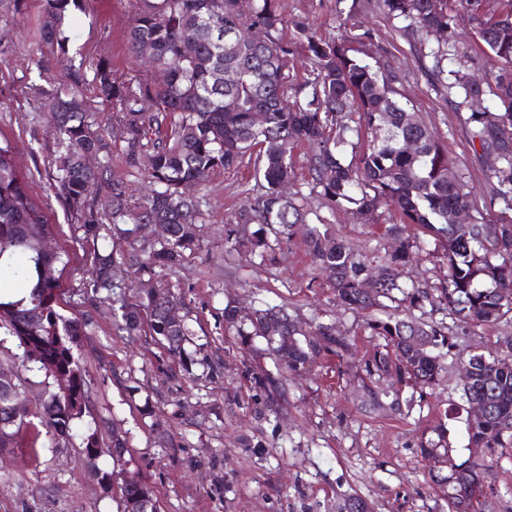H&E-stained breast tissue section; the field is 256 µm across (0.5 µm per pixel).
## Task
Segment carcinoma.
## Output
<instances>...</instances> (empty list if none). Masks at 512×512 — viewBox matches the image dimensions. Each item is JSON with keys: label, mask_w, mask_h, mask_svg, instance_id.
<instances>
[{"label": "carcinoma", "mask_w": 512, "mask_h": 512, "mask_svg": "<svg viewBox=\"0 0 512 512\" xmlns=\"http://www.w3.org/2000/svg\"><path fill=\"white\" fill-rule=\"evenodd\" d=\"M39 40L66 57L63 36L72 9L84 0H40ZM482 0H376L383 16L407 21L408 35L438 36L442 48L431 53L432 73L444 71L448 50L455 47L459 18L467 19L493 64L488 81L475 85L460 70L448 71V93L457 107L491 95L497 108L466 113L464 124L482 151L499 153L491 170V201L500 217L488 221L476 194L448 156V148L429 126L407 120V109L396 98L395 76L385 75L349 55L347 42L370 37L366 30L340 40L317 36L303 21L288 25L281 0H252L248 13L237 0H133L128 31L133 55L148 44L152 64L168 73L157 85L146 74L117 82L112 64H91L96 98L119 112L117 124H102L94 101L84 94L81 69H68L67 83L50 100L49 124L55 136L50 155L51 187L68 209L76 239L85 248L90 267L82 280L90 305L110 301L114 330L141 337L162 349L169 366L187 378L198 365L203 346L194 344L188 315L175 325L166 310L185 306L182 293L165 277L201 250L197 225L202 198L187 197L183 188L200 184L201 175L234 171L254 158L261 191L246 198L239 217L224 225V263L246 260L261 268L273 263L276 249L292 240L297 225L306 222L308 195L330 209L355 206L358 214L392 205L398 222L384 226L395 247L376 256L375 287L363 288L369 256L357 245L336 238L325 221L307 226L303 243L315 268L342 305L368 312L363 329L378 340L364 361V389L370 405L385 408L383 399L410 387L409 401L424 402L444 370L443 360L456 347L452 334L497 323L512 313V0L495 21L485 18ZM292 29L290 35L285 30ZM261 34V42L253 40ZM305 49L312 77L298 80L290 73V57ZM233 67L238 78L218 86L212 67ZM263 111L256 127L252 114ZM418 143L414 152L407 140ZM312 147L308 159L309 194L286 195L281 185L295 179L293 150ZM351 157H346V147ZM94 153L97 169L84 166ZM118 153L130 171L142 173L150 190L135 205L128 203L125 182L112 176V156ZM473 213L467 224L452 220L455 212ZM431 237L443 249L448 274L427 288L399 283V269ZM52 226L31 200L18 176L14 147L0 142V336L23 348V358L54 379L37 403L22 399L19 386L0 384V449L19 444L22 433L29 447L39 442L41 429L54 444H68L76 423L95 407L93 381L80 362L83 337L93 317L64 314L55 264L58 251L39 252L33 243L51 238ZM137 268L143 281L160 289L155 294L140 284L116 288L112 269ZM20 284L26 295L13 297ZM400 298H395V294ZM399 300L408 314L387 310L384 300ZM443 306L454 316V327L433 319ZM234 334L233 346L252 350L254 338L266 341L277 361V373L253 376L255 412L266 416L279 410L282 371L301 372L326 358L343 363L354 343L333 324L305 330L286 306L259 309L245 318L237 307H224V335ZM465 365L463 395L468 404L485 407L482 421L466 422V448L512 447V364L497 351L470 353ZM448 412L438 413L433 431L438 441L420 443L423 455H448L444 444ZM127 436L99 418L98 428L82 438L88 458L103 453L120 466L128 453ZM491 466L465 460L450 466L441 478L450 489L454 512H477ZM119 490L120 512L127 501L141 497L157 501L153 488L138 476L120 477L116 470L97 473ZM337 512H369L359 496L346 495Z\"/></svg>", "instance_id": "cac0c4a2"}]
</instances>
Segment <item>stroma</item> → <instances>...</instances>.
Returning a JSON list of instances; mask_svg holds the SVG:
<instances>
[{
    "label": "stroma",
    "instance_id": "35a3bbf8",
    "mask_svg": "<svg viewBox=\"0 0 512 512\" xmlns=\"http://www.w3.org/2000/svg\"><path fill=\"white\" fill-rule=\"evenodd\" d=\"M283 4L288 19L308 20L325 37H340L356 25L370 30L371 39L352 42V56L379 63L395 75L399 101L423 115L444 140L477 197L487 195L489 159L473 146L463 111L456 109L446 85L432 79L420 45L402 36L398 21L381 15L375 0H361V10L351 17L346 0ZM131 11L130 0H89L83 9L73 10L66 31L68 59L76 64L109 60L120 81L138 75L126 39ZM39 18V0H0V137L14 146L31 199L53 224L56 247L67 254L56 274L67 315L78 317L86 310L85 257L73 238L70 215L50 186L54 139L45 115L47 92L59 70L55 56L36 36ZM457 31L446 68L484 74L487 62L474 31L463 20ZM254 185L245 168L209 175L202 202L203 250L169 277L200 318L206 341L218 349V374L184 380L163 364L156 345L116 335L109 305L93 312L82 355L94 381L97 415L128 437L127 471L153 485L161 512H334L337 497L344 494L361 496L370 512H451L447 489L434 480L448 469L433 467L419 443L432 438L436 412L464 407L461 363H449L427 407L367 411L359 365L375 340L363 330L365 314L336 304L300 238L283 245L272 267H225L224 224ZM312 212L329 219L337 236L366 251L390 245L383 235L384 224L394 217L388 206L359 217L348 210L330 211L316 200ZM230 298L246 313L284 304L303 322L336 324L355 339L356 352L340 366L322 360L310 373L284 374V410L257 418L242 371L248 361L255 371L273 370L274 358L261 339L251 356L225 349L224 305ZM21 355L15 342L0 344V372L23 384L32 404L43 376L28 371ZM107 361L125 373L127 386L113 382L103 367ZM146 404L155 411L153 419L140 413ZM154 420L167 437L151 430ZM488 462L492 475L484 510L512 512V447L496 449ZM111 466L106 455L88 460L77 439L59 447L47 441L37 448L23 444L7 449L0 452V512H117L116 501L96 478L97 471Z\"/></svg>",
    "mask_w": 512,
    "mask_h": 512
}]
</instances>
